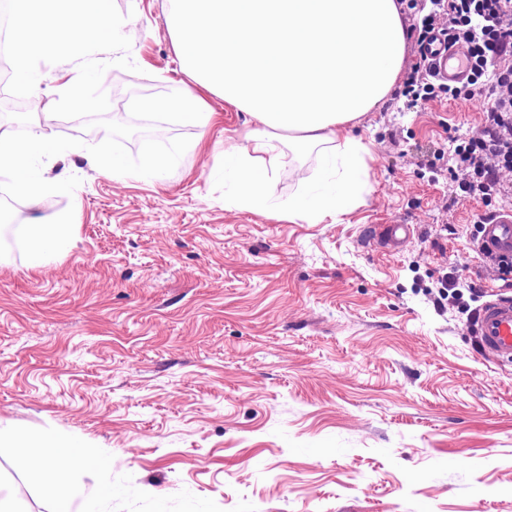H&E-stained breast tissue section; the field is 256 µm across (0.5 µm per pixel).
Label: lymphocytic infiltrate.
Here are the masks:
<instances>
[{
    "label": "lymphocytic infiltrate",
    "mask_w": 512,
    "mask_h": 512,
    "mask_svg": "<svg viewBox=\"0 0 512 512\" xmlns=\"http://www.w3.org/2000/svg\"><path fill=\"white\" fill-rule=\"evenodd\" d=\"M421 12L417 48L431 33L462 50L469 63L462 84L436 81L417 55L401 94L410 102L447 95L454 102L487 101L481 129L451 137L454 180L463 197L491 202L512 198V0H406Z\"/></svg>",
    "instance_id": "lymphocytic-infiltrate-1"
}]
</instances>
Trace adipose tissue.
I'll use <instances>...</instances> for the list:
<instances>
[{
	"label": "adipose tissue",
	"mask_w": 512,
	"mask_h": 512,
	"mask_svg": "<svg viewBox=\"0 0 512 512\" xmlns=\"http://www.w3.org/2000/svg\"><path fill=\"white\" fill-rule=\"evenodd\" d=\"M166 23L190 87L149 98L141 111L208 133V96L244 115L241 142H225L218 172L227 197L265 206L290 155L318 148L323 175L289 201L281 217L318 224L359 203L370 155L344 129L381 103L403 69L406 32L396 0H169ZM0 447L21 449V464L48 493L52 512H100L80 472L101 465L79 441L45 434L29 450L0 426Z\"/></svg>",
	"instance_id": "adipose-tissue-1"
}]
</instances>
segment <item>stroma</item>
Returning <instances> with one entry per match:
<instances>
[{"instance_id": "stroma-1", "label": "stroma", "mask_w": 512, "mask_h": 512, "mask_svg": "<svg viewBox=\"0 0 512 512\" xmlns=\"http://www.w3.org/2000/svg\"><path fill=\"white\" fill-rule=\"evenodd\" d=\"M136 71L103 52L111 121L125 138H196L189 122L138 111L179 94L168 0H115ZM70 62L44 69L28 129L81 147L45 161L72 195L22 202V224L80 213L68 251L27 269L0 248V423L97 449L105 512H512V366L468 333L466 300L434 305L444 272L489 286L469 243L483 202L456 198L448 130L476 134L485 104L387 98L345 131L369 145L368 192L340 220H278L224 201L210 177L243 115L221 112L164 186L104 175L87 148L104 127L52 115ZM285 167L273 204L317 176ZM407 224L396 250L374 229ZM0 483L17 512H51L10 449Z\"/></svg>"}]
</instances>
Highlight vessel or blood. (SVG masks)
<instances>
[{
	"label": "vessel or blood",
	"instance_id": "vessel-or-blood-1",
	"mask_svg": "<svg viewBox=\"0 0 512 512\" xmlns=\"http://www.w3.org/2000/svg\"><path fill=\"white\" fill-rule=\"evenodd\" d=\"M426 63L437 79L462 80L468 71L460 50L436 37L425 49ZM411 234L406 224L380 225L376 237L388 249L397 248ZM476 252L483 258L512 257V209L495 211L480 220ZM481 352L500 363L512 364V297L499 295L481 304L469 325Z\"/></svg>",
	"mask_w": 512,
	"mask_h": 512
}]
</instances>
